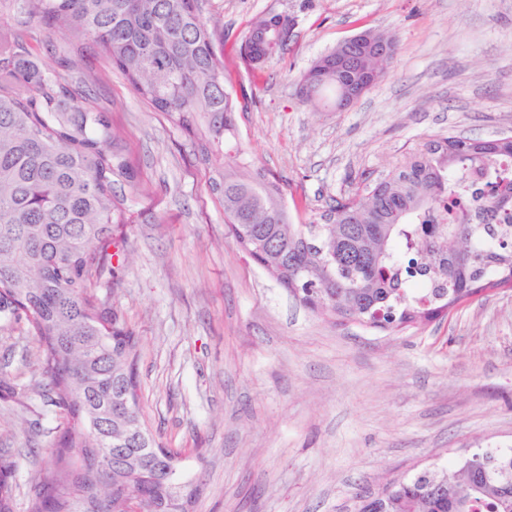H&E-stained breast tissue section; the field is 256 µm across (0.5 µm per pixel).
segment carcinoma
<instances>
[{
  "instance_id": "obj_1",
  "label": "carcinoma",
  "mask_w": 512,
  "mask_h": 512,
  "mask_svg": "<svg viewBox=\"0 0 512 512\" xmlns=\"http://www.w3.org/2000/svg\"><path fill=\"white\" fill-rule=\"evenodd\" d=\"M27 25L0 31V317L25 321L36 366L66 425L35 477L26 512H193L198 486L153 433L137 394L138 340L96 293L125 223L116 188L133 173L112 150L106 112L83 109L70 65H37V30L101 48L135 94L185 132L234 239L269 247L265 271L335 322L403 329L488 287H512V140L423 139L384 177L294 224L283 186L243 148L220 42L204 0H7ZM389 55L363 56L374 82ZM314 58L302 103L337 111L340 86ZM16 464L0 461V512H14ZM355 512H512V452L479 449L358 497Z\"/></svg>"
}]
</instances>
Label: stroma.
I'll list each match as a JSON object with an SVG mask.
<instances>
[{"instance_id": "1", "label": "stroma", "mask_w": 512, "mask_h": 512, "mask_svg": "<svg viewBox=\"0 0 512 512\" xmlns=\"http://www.w3.org/2000/svg\"><path fill=\"white\" fill-rule=\"evenodd\" d=\"M297 19L261 71L239 47L259 15ZM218 19L241 142L285 188L293 223L384 175L421 139L512 136V0H206ZM397 37L384 78L341 112L302 104L310 60L364 30ZM63 77L90 85L135 174L125 258L98 294L140 339L139 398L199 485L194 512H353L356 497L471 453L512 448V288H491L420 327L339 325L238 247L185 134L88 47ZM37 342L0 321V451L23 456L26 512L61 422L29 386Z\"/></svg>"}]
</instances>
